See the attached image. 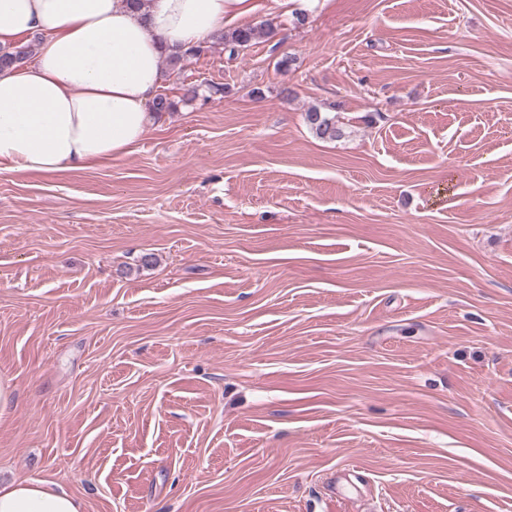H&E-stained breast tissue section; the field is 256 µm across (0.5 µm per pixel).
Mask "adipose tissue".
Masks as SVG:
<instances>
[{
	"label": "adipose tissue",
	"instance_id": "ef3b65f1",
	"mask_svg": "<svg viewBox=\"0 0 512 512\" xmlns=\"http://www.w3.org/2000/svg\"><path fill=\"white\" fill-rule=\"evenodd\" d=\"M255 0H0V47L37 37L32 62L0 72V173L83 171L149 134L162 52L235 29ZM0 512H81L55 481L0 485Z\"/></svg>",
	"mask_w": 512,
	"mask_h": 512
}]
</instances>
